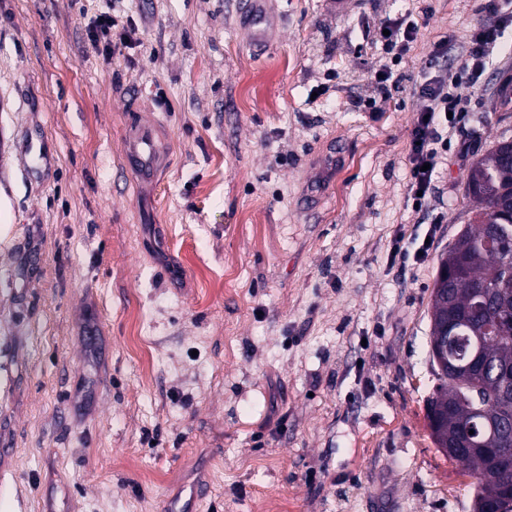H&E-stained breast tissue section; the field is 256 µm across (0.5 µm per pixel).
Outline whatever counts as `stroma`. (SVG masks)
<instances>
[{
	"instance_id": "1",
	"label": "stroma",
	"mask_w": 512,
	"mask_h": 512,
	"mask_svg": "<svg viewBox=\"0 0 512 512\" xmlns=\"http://www.w3.org/2000/svg\"><path fill=\"white\" fill-rule=\"evenodd\" d=\"M483 5L268 0L253 47L239 0H116L136 44L107 61L104 0H0V512H162L208 459L199 512H472L426 414L431 295L471 166L512 139V27L481 92L458 88L443 223L408 153L419 72L495 24ZM399 19L417 36L384 94L376 29ZM133 121L167 130L150 191L123 164ZM116 25V20L112 18L109 11H103L95 17L89 33L88 38L92 49L100 53L106 60H111L114 56L124 55L126 49L131 48L133 45V34H135V27L130 26L127 30L119 33L114 38H110L112 27Z\"/></svg>"
}]
</instances>
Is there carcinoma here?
<instances>
[{
	"instance_id": "carcinoma-1",
	"label": "carcinoma",
	"mask_w": 512,
	"mask_h": 512,
	"mask_svg": "<svg viewBox=\"0 0 512 512\" xmlns=\"http://www.w3.org/2000/svg\"><path fill=\"white\" fill-rule=\"evenodd\" d=\"M467 196L476 204L473 222L465 227L441 259L431 298V321L439 325L459 319L452 332L448 364L431 357L439 381L429 399L430 428L435 444L479 480L475 501L498 512H512V457L498 448H512V388L495 374L512 371V160L492 146L473 164ZM499 328L485 336V356L494 370L485 374L465 368L472 337L484 336L493 322ZM500 425L482 437V446L459 453L454 445L480 421Z\"/></svg>"
}]
</instances>
